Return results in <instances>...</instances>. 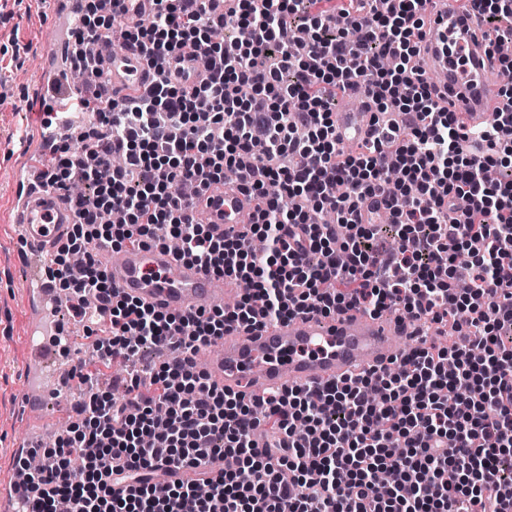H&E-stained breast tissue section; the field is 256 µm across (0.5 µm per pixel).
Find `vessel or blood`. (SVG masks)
<instances>
[{
  "label": "vessel or blood",
  "mask_w": 512,
  "mask_h": 512,
  "mask_svg": "<svg viewBox=\"0 0 512 512\" xmlns=\"http://www.w3.org/2000/svg\"><path fill=\"white\" fill-rule=\"evenodd\" d=\"M467 0H434L423 40L428 47L424 64L442 75L448 87V102L470 126L492 122L505 106L503 77L487 56L489 36L480 29ZM107 76L115 96L136 93L151 75L137 51L113 56ZM372 112L366 103L345 107L334 114L336 136L345 145L368 138ZM13 208L22 241L53 251L73 222L69 209L57 193H16ZM256 207L255 199L238 177L225 179L193 197L194 218L208 224L214 235L241 229ZM100 260L109 269L118 289L159 310L206 311L235 294L236 280L208 273L176 259L166 248L128 247L118 252L101 251ZM21 292L30 325L42 323L41 289L25 283ZM416 321L406 318L389 323L355 311L333 316L313 313L262 327H236L219 341L218 353L200 349L203 367L211 383L250 396L275 388H316L341 377L389 365L401 356L394 337L416 332ZM46 351L36 341L28 343L25 385L19 395L27 409L53 394L36 377Z\"/></svg>",
  "instance_id": "obj_1"
}]
</instances>
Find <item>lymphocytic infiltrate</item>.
Wrapping results in <instances>:
<instances>
[{
    "instance_id": "obj_1",
    "label": "lymphocytic infiltrate",
    "mask_w": 512,
    "mask_h": 512,
    "mask_svg": "<svg viewBox=\"0 0 512 512\" xmlns=\"http://www.w3.org/2000/svg\"><path fill=\"white\" fill-rule=\"evenodd\" d=\"M156 2L126 18L80 6L69 71L117 43L157 73L119 103L82 97L95 132L79 126L37 158L74 213L46 276L96 341L100 363L81 378L118 359L130 371L122 396L91 393L70 435L18 456L27 512H512V108L472 128L449 109L422 63L428 0H347L331 15L314 0ZM229 27L246 38L215 39ZM185 48L221 69L184 86L161 66ZM357 91L376 121L349 149L332 116ZM229 174L260 206L243 233L217 237L179 186ZM172 240L180 259L247 283L232 309L157 310L121 294L99 260ZM348 309L453 338L256 401L196 363L233 326ZM147 345L177 362L139 366ZM264 428L275 443L260 444ZM162 468L172 478L159 484ZM381 470L392 485L375 483Z\"/></svg>"
}]
</instances>
